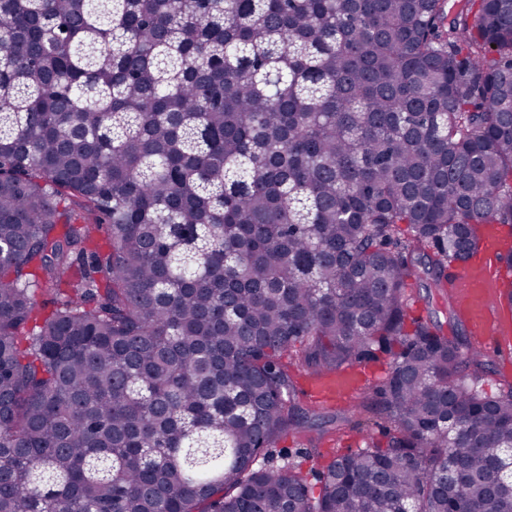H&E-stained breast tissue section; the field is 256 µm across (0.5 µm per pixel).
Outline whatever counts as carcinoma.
Masks as SVG:
<instances>
[{
  "instance_id": "carcinoma-1",
  "label": "carcinoma",
  "mask_w": 512,
  "mask_h": 512,
  "mask_svg": "<svg viewBox=\"0 0 512 512\" xmlns=\"http://www.w3.org/2000/svg\"><path fill=\"white\" fill-rule=\"evenodd\" d=\"M484 224L512 0H0V512H512V382L405 296ZM377 351L385 442L259 463L284 355Z\"/></svg>"
}]
</instances>
